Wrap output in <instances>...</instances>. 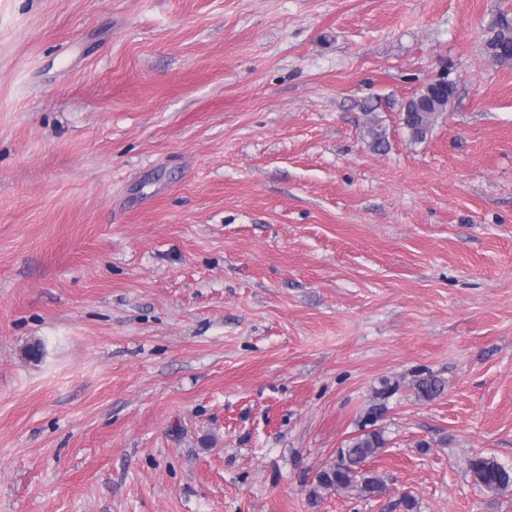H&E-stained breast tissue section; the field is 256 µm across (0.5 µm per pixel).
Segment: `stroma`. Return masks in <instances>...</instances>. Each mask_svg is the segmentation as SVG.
<instances>
[{
  "instance_id": "1",
  "label": "stroma",
  "mask_w": 512,
  "mask_h": 512,
  "mask_svg": "<svg viewBox=\"0 0 512 512\" xmlns=\"http://www.w3.org/2000/svg\"><path fill=\"white\" fill-rule=\"evenodd\" d=\"M504 20L0 0V512H512L469 471L512 466ZM443 70L412 142L401 108ZM371 429L386 494L311 500ZM486 53L495 62L512 61V26L503 24L486 43ZM441 82L448 83V91L444 93L441 100L436 101L430 97L427 93V86H424L415 92L402 107V110L407 111L405 128L413 142H422L427 138L439 115L447 112L448 105L454 100L456 88L453 82H448V73L439 74L430 83Z\"/></svg>"
}]
</instances>
